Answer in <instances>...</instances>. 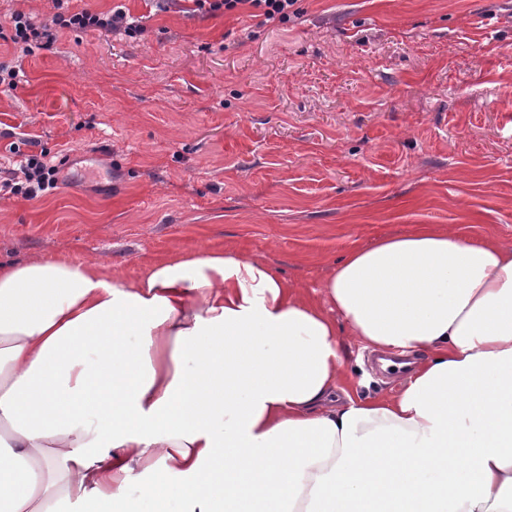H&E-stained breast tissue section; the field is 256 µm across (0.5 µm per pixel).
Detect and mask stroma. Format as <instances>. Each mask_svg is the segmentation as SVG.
Here are the masks:
<instances>
[{"label": "stroma", "instance_id": "35a3bbf8", "mask_svg": "<svg viewBox=\"0 0 512 512\" xmlns=\"http://www.w3.org/2000/svg\"><path fill=\"white\" fill-rule=\"evenodd\" d=\"M264 24L189 0H0L49 45L0 38V169L45 152L58 187L0 196V260L108 258L114 278L186 250L268 263L318 297L353 248L467 224L512 240V0H300ZM68 14L123 12L141 34ZM368 395L397 392L345 340ZM55 24L62 28L83 30H112V28L123 26L124 32L130 37H134L141 31V25L138 21L128 22L126 14L119 11L111 15L82 11L67 16L63 12H58L55 15Z\"/></svg>", "mask_w": 512, "mask_h": 512}]
</instances>
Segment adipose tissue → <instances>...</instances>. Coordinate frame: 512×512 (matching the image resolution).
<instances>
[{"instance_id":"obj_1","label":"adipose tissue","mask_w":512,"mask_h":512,"mask_svg":"<svg viewBox=\"0 0 512 512\" xmlns=\"http://www.w3.org/2000/svg\"><path fill=\"white\" fill-rule=\"evenodd\" d=\"M320 293L228 250L0 261V512H512V241L421 224ZM340 317L422 354L396 394ZM346 350L345 371L351 382L368 395L396 393L405 379H392L380 374L372 363L373 356H395L399 354L363 350L350 336H340Z\"/></svg>"}]
</instances>
